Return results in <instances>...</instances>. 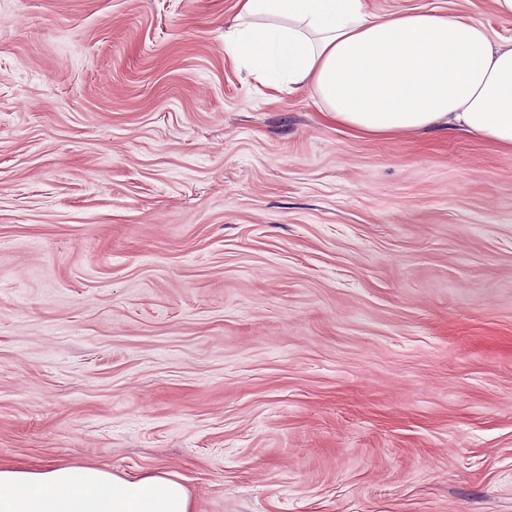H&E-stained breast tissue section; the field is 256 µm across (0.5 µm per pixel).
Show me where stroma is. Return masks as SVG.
Listing matches in <instances>:
<instances>
[{
  "instance_id": "35a3bbf8",
  "label": "stroma",
  "mask_w": 512,
  "mask_h": 512,
  "mask_svg": "<svg viewBox=\"0 0 512 512\" xmlns=\"http://www.w3.org/2000/svg\"><path fill=\"white\" fill-rule=\"evenodd\" d=\"M461 11L491 0H367ZM236 0H0V463L196 512H512V153L358 137Z\"/></svg>"
}]
</instances>
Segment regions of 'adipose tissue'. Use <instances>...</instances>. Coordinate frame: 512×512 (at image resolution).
I'll use <instances>...</instances> for the list:
<instances>
[{
    "mask_svg": "<svg viewBox=\"0 0 512 512\" xmlns=\"http://www.w3.org/2000/svg\"><path fill=\"white\" fill-rule=\"evenodd\" d=\"M224 34L265 84L308 88L355 135L461 131L512 152V43L448 10L379 16L366 0H237ZM0 512H194L169 472L129 478L91 465L0 464Z\"/></svg>",
    "mask_w": 512,
    "mask_h": 512,
    "instance_id": "ef3b65f1",
    "label": "adipose tissue"
}]
</instances>
